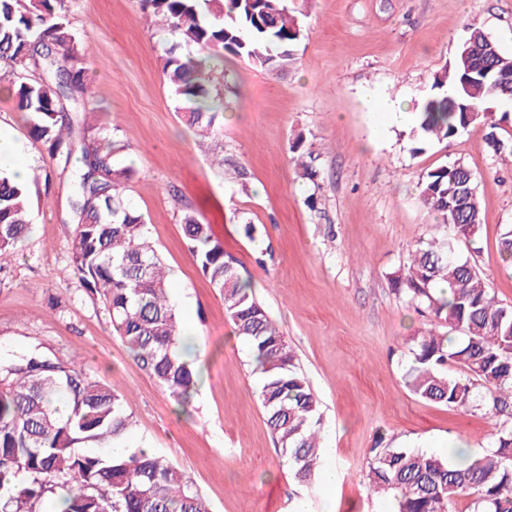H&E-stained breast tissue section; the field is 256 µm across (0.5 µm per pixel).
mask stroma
<instances>
[{"label": "stroma", "instance_id": "35a3bbf8", "mask_svg": "<svg viewBox=\"0 0 512 512\" xmlns=\"http://www.w3.org/2000/svg\"><path fill=\"white\" fill-rule=\"evenodd\" d=\"M302 7L304 36L279 75L224 57L217 82L218 140L200 139L178 117L162 72L172 39L143 18L138 0H79L70 16L90 48L86 78L96 121L118 128L119 159L133 165L128 195L169 270L180 321L192 322L185 356L197 371L187 410L133 360L69 269L71 171L30 133L25 113L0 89V121L34 159L28 181L33 232L0 256V351L39 345L79 357L93 379L115 384L134 424L127 448L169 459L211 512H391L370 492L367 461L377 438L455 461V444L491 451L499 418L427 402L403 375L411 338L444 323L419 315L392 286L418 241L451 228L418 200L430 169L456 160L474 173L483 211L477 251L460 248L488 288L512 304V265L499 237L512 224V153H492L488 128L469 127L419 147L410 125L373 119L363 99L401 97L418 107L434 74L470 28L512 56V0H288ZM313 153L315 179L292 159ZM194 211L240 262L257 298L293 349L319 401L320 468L334 489L297 483L266 424L261 375L232 330L222 297L194 264L180 219ZM255 224V239L243 223ZM58 297L50 308L49 297Z\"/></svg>", "mask_w": 512, "mask_h": 512}]
</instances>
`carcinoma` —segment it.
<instances>
[{
    "instance_id": "cac0c4a2",
    "label": "carcinoma",
    "mask_w": 512,
    "mask_h": 512,
    "mask_svg": "<svg viewBox=\"0 0 512 512\" xmlns=\"http://www.w3.org/2000/svg\"><path fill=\"white\" fill-rule=\"evenodd\" d=\"M160 18V30L197 54L170 48L162 71L178 109L201 135L219 133L220 97L214 63L224 53L266 71H284L302 37L287 0H140ZM76 0H0V84L14 91L34 138L73 177L70 271L107 310L112 327L147 373L181 408L196 384L180 350L178 315L168 296V271L150 242L144 215L126 196L134 175L119 167L116 128L90 125L74 137L71 111H87L86 42L72 27ZM434 93L415 113L413 137L448 142L475 124L489 126L486 144L503 150L484 103L512 101V56L473 30L449 66L433 77ZM421 202L455 236L474 241L482 226L477 184L462 162L427 171ZM193 262L224 300L235 335L251 347L263 374L259 399L295 480L314 477L321 455L322 415L296 356L236 260L211 225L181 217ZM31 231L28 187L0 172V255L21 249ZM414 309L448 325L413 337L406 385L422 400L463 410L485 403L472 389L487 387L488 413L512 419V305L491 295L480 272L447 239L421 241L395 278ZM454 363L467 374L448 375ZM67 405L60 415L58 404ZM132 427L116 386L92 379L77 362L38 349L0 353V512H36L51 496L64 512H209L172 462L144 448L114 455ZM368 488L389 496L395 512H452L470 497L471 512H512V428L497 431L494 450L476 462L452 465L416 448L380 439L368 461Z\"/></svg>"
}]
</instances>
